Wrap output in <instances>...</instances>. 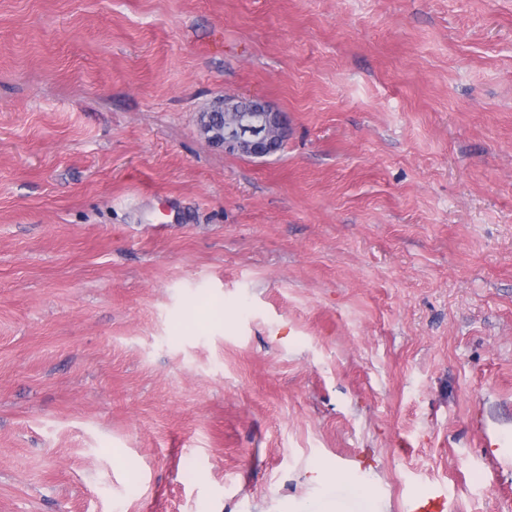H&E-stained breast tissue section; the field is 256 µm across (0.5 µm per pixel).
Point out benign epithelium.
Wrapping results in <instances>:
<instances>
[{"label": "benign epithelium", "instance_id": "7a95c632", "mask_svg": "<svg viewBox=\"0 0 512 512\" xmlns=\"http://www.w3.org/2000/svg\"><path fill=\"white\" fill-rule=\"evenodd\" d=\"M200 128L225 151L252 157L277 152L286 137L283 113L262 100L219 101L201 113Z\"/></svg>", "mask_w": 512, "mask_h": 512}]
</instances>
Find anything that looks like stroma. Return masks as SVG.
I'll use <instances>...</instances> for the list:
<instances>
[{
    "mask_svg": "<svg viewBox=\"0 0 512 512\" xmlns=\"http://www.w3.org/2000/svg\"><path fill=\"white\" fill-rule=\"evenodd\" d=\"M312 468L512 512V0H0V512ZM200 128L205 134L213 132L209 140L224 145L225 151L252 157L274 154L286 137L283 112L262 100L219 101L201 113Z\"/></svg>",
    "mask_w": 512,
    "mask_h": 512,
    "instance_id": "1",
    "label": "stroma"
}]
</instances>
